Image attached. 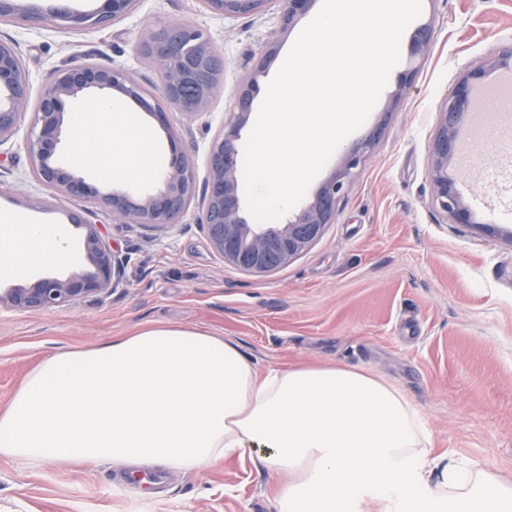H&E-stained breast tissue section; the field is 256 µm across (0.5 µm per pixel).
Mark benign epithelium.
I'll use <instances>...</instances> for the list:
<instances>
[{
    "instance_id": "7a95c632",
    "label": "benign epithelium",
    "mask_w": 512,
    "mask_h": 512,
    "mask_svg": "<svg viewBox=\"0 0 512 512\" xmlns=\"http://www.w3.org/2000/svg\"><path fill=\"white\" fill-rule=\"evenodd\" d=\"M136 0H102L95 13H56V19L72 28L104 26L127 15ZM217 16L251 14L260 11L266 0H201ZM315 0H283V22L291 26L294 18L309 10ZM0 19L18 24L37 19L24 0H0ZM432 29L419 27L412 39V53L428 52ZM143 67L158 72L164 99L184 114L197 116L209 109L224 73V60L216 54L210 40L193 27L166 23L151 26L138 42ZM490 70L512 71V46L492 56ZM264 65H258L241 84L238 113L224 122L213 137L208 151L207 173L199 220L214 251L243 271L265 275L307 251L318 241L327 225L336 221V207L345 182L375 149L378 136H369L358 148L344 153L337 174L323 183L314 200L285 224H270L259 230L244 218L238 196L236 142L250 111L251 92ZM485 70H472L456 81L439 110V122L429 149L428 175L432 202L455 224H468L469 211L448 179V167L458 148L457 126L470 104L472 87ZM87 91L105 97L121 95L136 102L144 111L164 120L157 98L131 73L116 66L80 65L58 70L42 87L32 116L34 139L31 159L34 172L47 188L63 196L94 199L125 224L153 226L173 224L188 210L195 197L197 174L194 163L177 155L165 173V189L141 200L114 190L99 195L85 180L67 171L55 159L65 124L66 101ZM26 72L15 49L0 43V145L16 133L29 107ZM85 228L84 250L91 269L68 278H41L25 286L0 292V307L23 311L50 308L77 302L88 296L107 295L121 283L122 261L103 243L93 224Z\"/></svg>"
}]
</instances>
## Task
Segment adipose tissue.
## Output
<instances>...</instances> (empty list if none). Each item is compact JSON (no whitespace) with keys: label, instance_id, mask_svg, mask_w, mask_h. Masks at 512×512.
Wrapping results in <instances>:
<instances>
[{"label":"adipose tissue","instance_id":"obj_1","mask_svg":"<svg viewBox=\"0 0 512 512\" xmlns=\"http://www.w3.org/2000/svg\"><path fill=\"white\" fill-rule=\"evenodd\" d=\"M75 165L117 183L159 172L137 113L86 102ZM61 230L0 214V276L66 264ZM405 395L336 366L257 369L230 337L154 323L47 358L0 407V456L115 460L191 473L256 456L279 476L276 512H512V482L444 461Z\"/></svg>","mask_w":512,"mask_h":512}]
</instances>
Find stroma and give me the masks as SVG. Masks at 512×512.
<instances>
[{
  "mask_svg": "<svg viewBox=\"0 0 512 512\" xmlns=\"http://www.w3.org/2000/svg\"><path fill=\"white\" fill-rule=\"evenodd\" d=\"M27 5L39 21H0V42L15 48L34 98L52 73L76 64L124 67L160 94L158 73L138 61L140 36L154 24L201 29L224 59L210 109L190 118L167 103L164 119L146 118L162 157L181 150L201 179L209 142L237 110L242 79L265 65L236 143L240 150L270 78L312 18L307 12L284 27L281 0H268L254 15L224 17L201 0H136L114 23L67 29L50 20L52 10L91 12L100 0ZM417 22L431 26V46L417 61L401 55L366 122L347 137L351 148L380 135L346 183L335 223L308 251L264 277L215 253L199 223L200 201L172 225L116 224L95 201L52 192L34 174L30 122L22 120L0 145V212L61 228L76 258L43 268L45 277L87 269L85 229L73 226L70 215L97 224L124 261V285L48 309H1L0 405L54 354L142 324H181L232 337L262 369L336 364L379 375L424 417L434 453L512 479V223L495 219L498 210L512 209V170L495 165L493 141L459 127L470 167L453 161L448 177L461 189L467 224L451 223L434 208L428 178L439 106L459 76L512 45V0H422ZM409 70L412 81L401 86ZM123 471L112 462L34 465L0 457V512H275L274 478L248 459L166 474L156 497L142 500L134 489H120Z\"/></svg>",
  "mask_w": 512,
  "mask_h": 512,
  "instance_id": "35a3bbf8",
  "label": "stroma"
}]
</instances>
